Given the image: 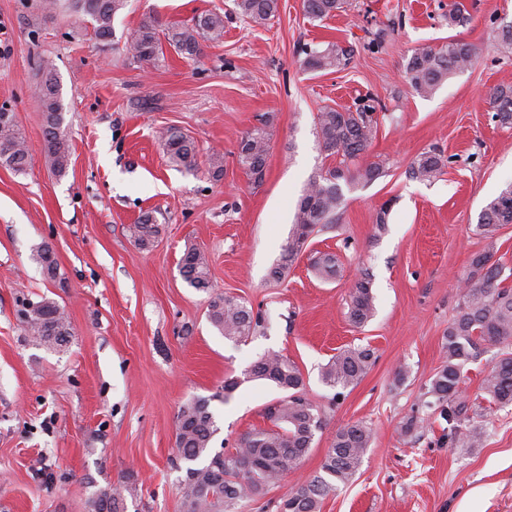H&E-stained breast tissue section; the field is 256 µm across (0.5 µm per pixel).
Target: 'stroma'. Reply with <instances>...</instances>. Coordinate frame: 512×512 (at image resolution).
<instances>
[{
	"label": "stroma",
	"instance_id": "35a3bbf8",
	"mask_svg": "<svg viewBox=\"0 0 512 512\" xmlns=\"http://www.w3.org/2000/svg\"><path fill=\"white\" fill-rule=\"evenodd\" d=\"M455 3L466 24L449 25ZM207 11L224 13V37L199 60L169 46L157 63L128 60L126 41L144 15L186 23ZM511 22L512 0H348L324 20L308 18L302 0H279L262 27L243 20L233 0H130L103 53L88 18L0 0V44L9 47L0 56V111L13 114L30 155L25 172L0 166V512H88L95 490L130 478L140 492L128 512H182L180 407L210 398L212 450L235 446L267 426L266 408L284 396L242 378L270 353L298 365L322 428L294 472L230 512H277L291 486L320 474L337 430L357 423L373 430L362 466L320 512H512V406L482 423V443L467 453L449 445L447 422L423 407L459 312V281L489 248L480 214L512 184V128L495 123L488 104L494 88L512 87V44L502 37ZM379 32L383 49L367 51ZM451 40L474 47L473 64L430 96L413 93L407 60ZM306 44L343 50L347 61L305 70ZM42 59L57 73L70 144L62 177L43 157ZM366 95L385 110L363 161L382 164L383 175L344 186L333 227L273 280L302 194L337 164L320 149L318 112L354 108ZM263 115L271 142L256 188L236 152ZM171 127L194 139L201 160L223 155L221 180L170 163L159 135ZM433 149L452 159L444 174L411 178L413 162ZM145 213L160 228L148 250L129 233ZM44 243L58 264L53 279L34 259ZM190 246L207 254L215 292L261 311L255 336L229 340L208 322L207 294L180 272ZM318 252L336 255V278L314 276ZM364 271L375 315L358 328L346 299ZM44 297L72 327L56 351L27 331L25 309ZM350 346L370 347L376 361L338 393L320 371ZM232 377L240 383L225 391ZM413 416L424 426L407 429Z\"/></svg>",
	"mask_w": 512,
	"mask_h": 512
}]
</instances>
